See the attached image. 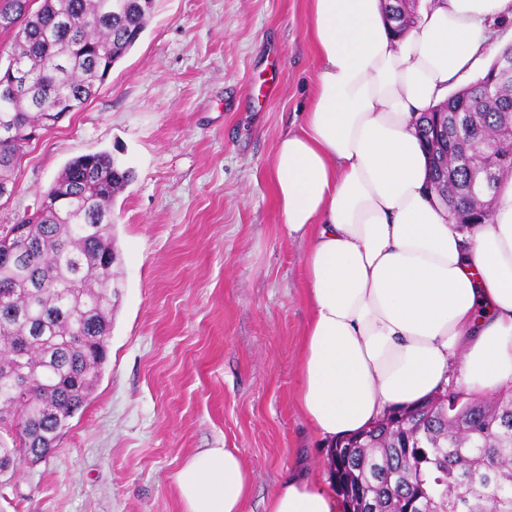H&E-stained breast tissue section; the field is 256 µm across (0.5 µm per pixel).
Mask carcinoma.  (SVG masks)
I'll use <instances>...</instances> for the list:
<instances>
[{
	"instance_id": "carcinoma-1",
	"label": "carcinoma",
	"mask_w": 512,
	"mask_h": 512,
	"mask_svg": "<svg viewBox=\"0 0 512 512\" xmlns=\"http://www.w3.org/2000/svg\"><path fill=\"white\" fill-rule=\"evenodd\" d=\"M39 2L33 7V2ZM154 0H0L13 30L0 68V183L48 112L76 111L147 27ZM401 34L415 23L409 0H384ZM445 131V152L427 149L430 183L453 205L451 220L484 224L498 183L512 175V64L487 73L417 120L423 144ZM132 170L109 152L71 160L36 209L10 226L13 254L0 259V468L48 457L87 401L107 358L112 300V201ZM26 226V235L12 236ZM332 480L345 512H512V382L491 398L445 389L392 408L367 430L330 446Z\"/></svg>"
}]
</instances>
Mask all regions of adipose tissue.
I'll return each mask as SVG.
<instances>
[{"instance_id":"ef3b65f1","label":"adipose tissue","mask_w":512,"mask_h":512,"mask_svg":"<svg viewBox=\"0 0 512 512\" xmlns=\"http://www.w3.org/2000/svg\"><path fill=\"white\" fill-rule=\"evenodd\" d=\"M501 19L512 0H419L398 35L383 0H309L319 69L270 176L283 232L307 244L296 395L320 439L425 399L455 371L463 395L512 382V178L488 223H451L415 125L497 46ZM251 483L234 448L195 452L175 478L184 512H242ZM343 509L305 474L288 475L266 506Z\"/></svg>"}]
</instances>
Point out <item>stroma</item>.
<instances>
[{"label": "stroma", "mask_w": 512, "mask_h": 512, "mask_svg": "<svg viewBox=\"0 0 512 512\" xmlns=\"http://www.w3.org/2000/svg\"><path fill=\"white\" fill-rule=\"evenodd\" d=\"M308 0H155L95 96L24 145L0 225L33 212L72 159L133 172L112 204L120 297L108 358L44 461L0 475V512H183L174 477L202 448L252 474L242 512L326 455L299 411L306 242L268 177L318 71Z\"/></svg>", "instance_id": "obj_1"}]
</instances>
